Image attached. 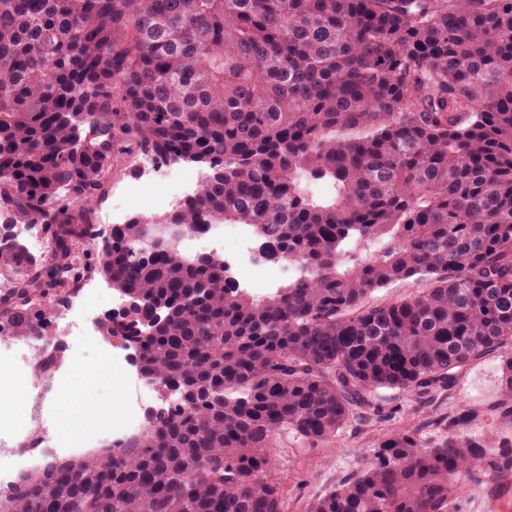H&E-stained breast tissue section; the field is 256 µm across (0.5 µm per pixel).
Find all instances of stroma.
<instances>
[{"label": "stroma", "mask_w": 512, "mask_h": 512, "mask_svg": "<svg viewBox=\"0 0 512 512\" xmlns=\"http://www.w3.org/2000/svg\"><path fill=\"white\" fill-rule=\"evenodd\" d=\"M149 173L138 169L136 173H114L105 196L92 212V222L100 235H108L113 214L128 218L136 212H147L145 201L127 198L124 187L129 183L145 181ZM112 352L125 358L126 371L103 380L98 374L88 373L74 382L73 401L59 399L50 382H43L38 395L23 397L14 405L12 419L15 424L37 430L53 421H64L70 414L95 415L109 418L114 425L110 439L121 438L117 427L119 412L129 401L150 405L153 397L151 386L140 375L133 347L113 343ZM499 391V360L495 357L478 361L459 379L451 397L423 404L414 398H406L400 412L376 426L360 429L348 427L339 441L320 448L305 451L295 448L287 435H280L274 446L276 475L282 481L288 512H305L307 505L328 491L337 480L355 467L362 457L368 456L376 441L386 434L409 427L417 431L428 444L439 442L443 432L430 425L433 415L454 414L462 409L477 413L463 429L464 435L492 439L499 425L490 411L491 403ZM456 512H512V473L505 474L495 490L466 488L455 504Z\"/></svg>", "instance_id": "stroma-1"}]
</instances>
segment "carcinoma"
Segmentation results:
<instances>
[{
    "label": "carcinoma",
    "instance_id": "obj_1",
    "mask_svg": "<svg viewBox=\"0 0 512 512\" xmlns=\"http://www.w3.org/2000/svg\"><path fill=\"white\" fill-rule=\"evenodd\" d=\"M140 155L208 172L101 241L92 206ZM0 209L51 240L0 247L24 269L0 336L51 335L56 299L98 273L127 300L101 331L175 390L143 434L27 474L0 512H284L282 432L333 443L496 355L490 409L512 424V0H0ZM157 224H246L305 276L256 296L220 257L155 249ZM473 417L438 416L432 446L378 441L309 512H448L512 472V437L458 438Z\"/></svg>",
    "mask_w": 512,
    "mask_h": 512
}]
</instances>
